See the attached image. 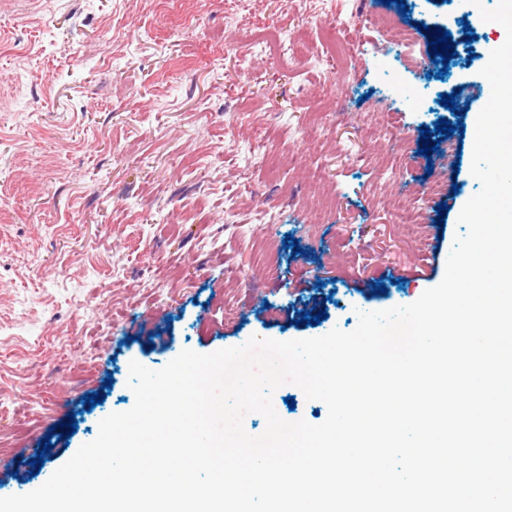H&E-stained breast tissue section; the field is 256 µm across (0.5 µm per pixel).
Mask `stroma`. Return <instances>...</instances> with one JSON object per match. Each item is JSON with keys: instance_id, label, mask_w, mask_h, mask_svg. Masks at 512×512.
<instances>
[{"instance_id": "35a3bbf8", "label": "stroma", "mask_w": 512, "mask_h": 512, "mask_svg": "<svg viewBox=\"0 0 512 512\" xmlns=\"http://www.w3.org/2000/svg\"><path fill=\"white\" fill-rule=\"evenodd\" d=\"M404 2L0 0V497L132 408L131 361L350 331L442 280L489 95L460 66L430 72L431 26L458 40L470 4ZM386 15L410 44L378 30ZM471 16L489 55L505 31ZM455 88L471 111L441 105ZM441 119L463 133L419 155ZM404 201L420 242L395 221ZM311 307L326 319L292 324ZM272 405L327 417L290 383Z\"/></svg>"}]
</instances>
